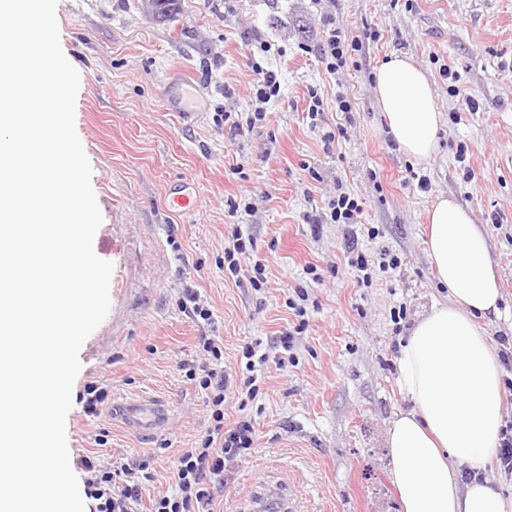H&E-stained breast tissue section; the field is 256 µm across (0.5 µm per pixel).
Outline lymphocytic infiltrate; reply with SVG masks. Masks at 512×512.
<instances>
[{
  "mask_svg": "<svg viewBox=\"0 0 512 512\" xmlns=\"http://www.w3.org/2000/svg\"><path fill=\"white\" fill-rule=\"evenodd\" d=\"M248 44L255 48L257 56L250 61L256 79L247 115L242 118L231 111L224 114L225 122L238 132L269 122L271 105L279 99L282 85L279 72L261 63L262 58L271 54L272 43L256 34ZM359 48L358 40L348 38L335 21L328 19L322 25L319 39L310 45L309 51L319 58L328 73L335 74L346 67L353 52ZM361 211L357 199L339 190L328 197L322 218L328 224L348 225L345 238L348 263L357 270V283L363 286L371 284L372 275L368 260L359 248V236L355 229ZM186 375L205 391L212 406L211 424L200 445L184 450L175 460L173 492L153 499L148 512H214L215 496L224 488L225 468L254 443L251 422L242 420L230 429L224 426V393L229 379L223 371L208 367L199 371L191 365ZM79 464L89 474L87 486L91 498L96 502L94 512H134L142 498L143 477L137 469L125 464L117 469L104 467L88 457L80 459Z\"/></svg>",
  "mask_w": 512,
  "mask_h": 512,
  "instance_id": "f902f5d3",
  "label": "lymphocytic infiltrate"
}]
</instances>
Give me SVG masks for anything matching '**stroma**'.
Returning a JSON list of instances; mask_svg holds the SVG:
<instances>
[{
  "label": "stroma",
  "mask_w": 512,
  "mask_h": 512,
  "mask_svg": "<svg viewBox=\"0 0 512 512\" xmlns=\"http://www.w3.org/2000/svg\"><path fill=\"white\" fill-rule=\"evenodd\" d=\"M142 2L58 0L56 9L62 50L80 74L75 126L103 218L93 248L113 265L110 311L81 347L73 384L77 393L97 384L108 398L98 415L77 403L69 411L71 465L86 456L112 467L144 462L152 479L143 499L171 493L174 461L211 422L205 392L184 370L202 358L203 328L179 307L189 287L224 343V424L247 419L255 430L252 448L230 465L216 512H244L276 481L298 512H402L387 431L411 406L397 383L400 343L446 299L425 244L439 198L471 210L492 252L504 301L478 326L491 338L512 336V0H181L169 21L146 15ZM327 15L361 44L333 75L305 50ZM254 28L285 50L270 59L284 101L269 124L237 133L220 114L248 109L244 33ZM393 54L422 68L443 115L438 148L423 162L399 151L377 101L374 72ZM444 64L458 75L457 92L439 73ZM170 82L200 85V111H171ZM313 88L326 125L347 129L329 151L306 116ZM340 93L351 112L337 111ZM471 96L479 111H469ZM177 181L195 191L194 212L170 209L166 190ZM339 188L363 204L359 243L374 266L367 287L344 256L345 225L304 220L322 214ZM237 228L266 260L263 287L249 282L253 257L242 258L238 279L224 275V246ZM386 254L398 265L384 272ZM301 291L302 317L289 306ZM291 330L287 351L279 338ZM254 342L268 360L250 371L243 349ZM252 373L259 392L251 399L241 384ZM143 398L170 406L151 433L126 428L117 414Z\"/></svg>",
  "instance_id": "stroma-1"
}]
</instances>
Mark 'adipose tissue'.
Listing matches in <instances>:
<instances>
[{
	"label": "adipose tissue",
	"instance_id": "1",
	"mask_svg": "<svg viewBox=\"0 0 512 512\" xmlns=\"http://www.w3.org/2000/svg\"><path fill=\"white\" fill-rule=\"evenodd\" d=\"M376 94L389 131L408 156L437 147L443 116L424 72L394 55L376 71ZM427 244L449 303L433 305L398 358L399 384L412 407L392 419L387 446L403 512H512V495L489 480L460 484L458 464L481 470L498 445L503 388L495 347L475 314L502 299L492 257L471 213L442 198L428 212Z\"/></svg>",
	"mask_w": 512,
	"mask_h": 512
}]
</instances>
